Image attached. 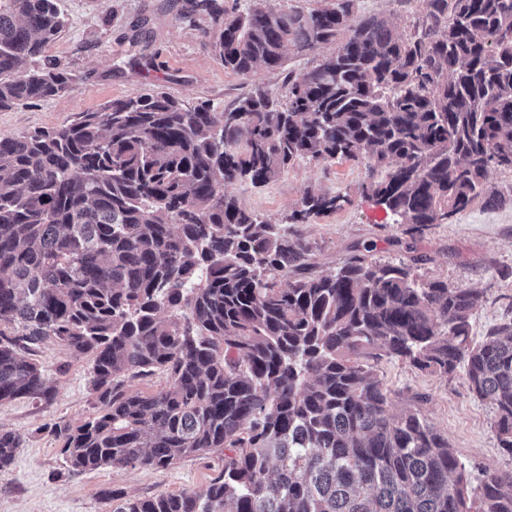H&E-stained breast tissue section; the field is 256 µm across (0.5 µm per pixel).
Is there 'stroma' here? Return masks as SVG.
I'll list each match as a JSON object with an SVG mask.
<instances>
[{"mask_svg":"<svg viewBox=\"0 0 512 512\" xmlns=\"http://www.w3.org/2000/svg\"><path fill=\"white\" fill-rule=\"evenodd\" d=\"M60 8L66 28L47 53L75 76L76 86L51 101L0 112V135L59 126L77 113L149 89L189 106L211 102L218 114L259 90L284 102L289 73L310 70L335 50L331 44L304 56L289 50L283 68L260 67L239 75L225 71L215 57L213 23L192 10L191 0H60ZM368 181L366 167L351 160H301L269 184L234 183L227 191L241 207L274 224L287 223L305 193L344 196L340 208L297 227L316 272H335L353 250L367 247L378 262L413 264L420 279L478 291L481 304L471 319L474 340H482L494 326L512 323V206L477 204L412 236L365 195ZM37 358L55 395L48 403L19 399L0 404V429L22 437L14 463L0 470V512H111L107 492L132 498L201 494L223 469V454L212 453L167 469L69 472L56 431L78 426L95 413L91 359L51 340L41 344ZM376 373L391 392L393 412L416 406L447 436L462 462L512 471V455L502 451L493 430L495 406L471 392L464 370L442 376L402 360H385Z\"/></svg>","mask_w":512,"mask_h":512,"instance_id":"obj_1","label":"stroma"}]
</instances>
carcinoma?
I'll use <instances>...</instances> for the list:
<instances>
[{
	"label": "carcinoma",
	"mask_w": 512,
	"mask_h": 512,
	"mask_svg": "<svg viewBox=\"0 0 512 512\" xmlns=\"http://www.w3.org/2000/svg\"><path fill=\"white\" fill-rule=\"evenodd\" d=\"M58 2L0 0V111L73 88L46 55ZM396 2L415 6L403 33L357 17L358 0L231 15L193 0L234 73L279 69L290 47L336 51L288 78L285 106L260 92L219 119L152 91L0 136V404L51 398L31 355L52 340L92 360L95 415L56 432L68 471L224 454L205 493L112 495V512H512V473L472 482L417 408L391 411L375 374L391 358L463 368L512 454V324L474 342L480 294L403 262L357 253L312 275L288 225L226 192L339 157L383 173L364 191L409 233L512 204L486 184L512 169V0ZM340 201L307 192L291 223ZM156 372L164 387L131 390ZM21 443L0 430V470Z\"/></svg>",
	"instance_id": "1"
}]
</instances>
